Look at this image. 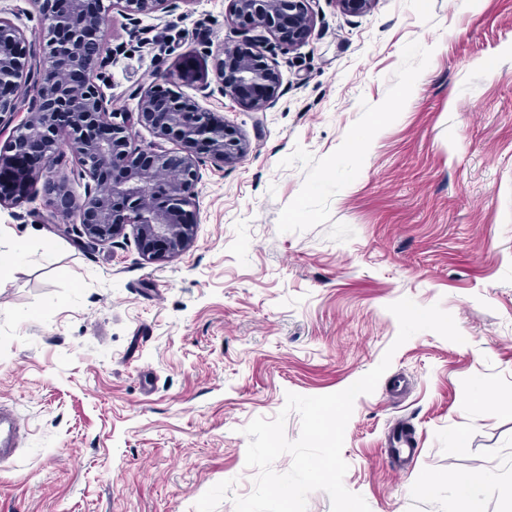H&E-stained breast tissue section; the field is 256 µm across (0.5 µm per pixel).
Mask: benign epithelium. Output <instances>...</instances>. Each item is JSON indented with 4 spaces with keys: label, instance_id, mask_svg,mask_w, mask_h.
<instances>
[{
    "label": "benign epithelium",
    "instance_id": "obj_1",
    "mask_svg": "<svg viewBox=\"0 0 512 512\" xmlns=\"http://www.w3.org/2000/svg\"><path fill=\"white\" fill-rule=\"evenodd\" d=\"M47 24V51L18 50L21 31L0 18V206L14 204L43 182L75 219L80 234L96 243H115L127 231L151 260L179 256L192 245L195 188L203 166L234 164L247 147L224 119L176 90L182 75L167 70L170 88L136 87L135 111L114 107L96 83L106 63L104 30L113 10L132 33L142 18L174 8L175 0H37ZM230 16L244 28L242 39L223 41L211 52L213 79L196 87L206 101L228 99L246 111H263L277 100L281 84L271 61L272 40L299 46L314 33V0H229ZM23 115L19 122L14 117ZM150 131L154 141L135 143L132 127ZM66 140L76 168L66 172L56 157ZM180 146L173 155L163 142ZM84 182V193L73 184Z\"/></svg>",
    "mask_w": 512,
    "mask_h": 512
}]
</instances>
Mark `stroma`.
<instances>
[{"mask_svg": "<svg viewBox=\"0 0 512 512\" xmlns=\"http://www.w3.org/2000/svg\"><path fill=\"white\" fill-rule=\"evenodd\" d=\"M315 32L279 48L280 95L217 112L248 144L203 167L190 249L150 262L134 236L85 244L54 197L0 207V405L25 432L0 464V512H235L253 489L244 427L287 393L339 392L393 350L358 396L342 456L370 512H459L449 472L484 469L477 512H512V0H315ZM229 0L120 12L99 80L119 107L160 71L186 95L211 49L239 38ZM44 49L32 0H0ZM368 142L364 156L350 136ZM451 314L464 343L422 331L396 344L390 304ZM417 454L388 452L396 424Z\"/></svg>", "mask_w": 512, "mask_h": 512, "instance_id": "obj_1", "label": "stroma"}]
</instances>
